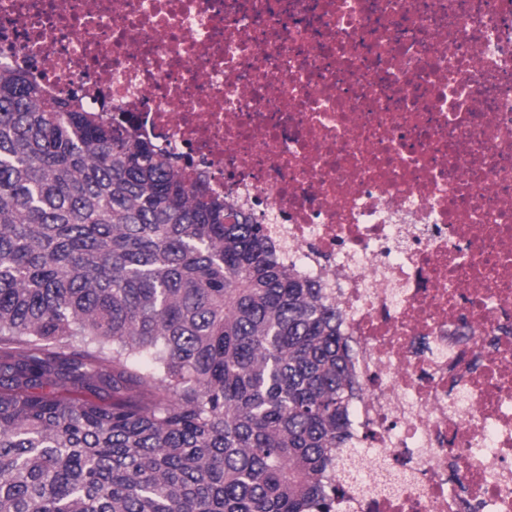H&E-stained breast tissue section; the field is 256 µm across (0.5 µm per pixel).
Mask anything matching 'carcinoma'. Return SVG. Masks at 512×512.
<instances>
[{"instance_id":"1","label":"carcinoma","mask_w":512,"mask_h":512,"mask_svg":"<svg viewBox=\"0 0 512 512\" xmlns=\"http://www.w3.org/2000/svg\"><path fill=\"white\" fill-rule=\"evenodd\" d=\"M175 159L0 67V512H330L341 313Z\"/></svg>"}]
</instances>
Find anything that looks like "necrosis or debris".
I'll use <instances>...</instances> for the list:
<instances>
[{
  "label": "necrosis or debris",
  "mask_w": 512,
  "mask_h": 512,
  "mask_svg": "<svg viewBox=\"0 0 512 512\" xmlns=\"http://www.w3.org/2000/svg\"><path fill=\"white\" fill-rule=\"evenodd\" d=\"M342 313L333 512H512V0H0Z\"/></svg>",
  "instance_id": "necrosis-or-debris-1"
}]
</instances>
